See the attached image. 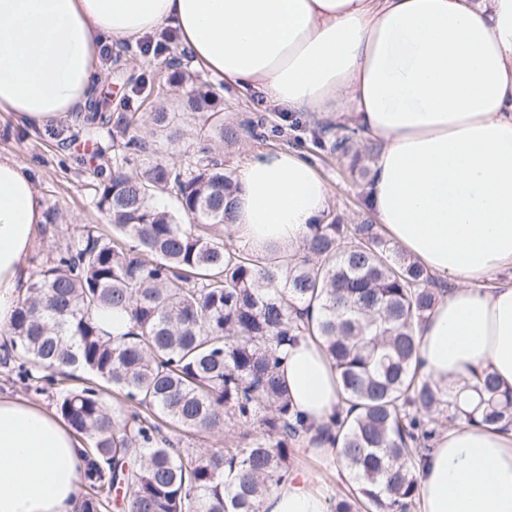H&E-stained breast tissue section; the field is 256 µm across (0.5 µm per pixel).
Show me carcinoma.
Returning <instances> with one entry per match:
<instances>
[{
  "label": "carcinoma",
  "mask_w": 512,
  "mask_h": 512,
  "mask_svg": "<svg viewBox=\"0 0 512 512\" xmlns=\"http://www.w3.org/2000/svg\"><path fill=\"white\" fill-rule=\"evenodd\" d=\"M181 106L201 129L233 142L251 129L224 128L216 94L192 88ZM106 104L85 107L94 129ZM151 134L182 133L172 113L151 115ZM355 129L336 125L332 152L352 150ZM152 143L131 136L100 166L97 207L112 234L77 228L19 299L7 355L39 393L89 440L80 512H262L265 497L295 469L302 442L280 352L301 337L331 360L345 412L322 428L349 471V494L333 512H413L417 464L451 420L512 422V391L476 376V396L440 388L416 366L417 332L440 295L418 261L389 246L378 226L328 219L314 225L291 261L257 258L214 228L233 220L237 178L210 151L186 167H126ZM166 194L170 211L155 204ZM123 309L129 333L106 339L94 315ZM71 368L84 385L59 387ZM116 395L107 405L104 395ZM244 428L235 448H183L171 431Z\"/></svg>",
  "instance_id": "obj_1"
}]
</instances>
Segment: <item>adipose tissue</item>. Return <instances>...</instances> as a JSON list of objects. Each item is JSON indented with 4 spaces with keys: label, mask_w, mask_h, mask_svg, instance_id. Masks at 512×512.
Returning a JSON list of instances; mask_svg holds the SVG:
<instances>
[{
    "label": "adipose tissue",
    "mask_w": 512,
    "mask_h": 512,
    "mask_svg": "<svg viewBox=\"0 0 512 512\" xmlns=\"http://www.w3.org/2000/svg\"><path fill=\"white\" fill-rule=\"evenodd\" d=\"M174 29L193 64L317 120L352 114L379 147L365 188L388 238L450 284L418 335L426 373L460 386L474 367L512 388V0H0V112L43 128L86 105L98 47ZM232 226L250 255L292 256L330 191L290 149L244 163ZM43 207L0 154V334L32 279ZM282 375L305 446L341 406L324 351L302 338ZM86 438L54 412L0 396V512H76ZM420 512H512V430L457 421L418 466ZM265 512H325L294 472Z\"/></svg>",
    "instance_id": "adipose-tissue-1"
}]
</instances>
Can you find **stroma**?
Listing matches in <instances>:
<instances>
[{
  "instance_id": "obj_1",
  "label": "stroma",
  "mask_w": 512,
  "mask_h": 512,
  "mask_svg": "<svg viewBox=\"0 0 512 512\" xmlns=\"http://www.w3.org/2000/svg\"><path fill=\"white\" fill-rule=\"evenodd\" d=\"M152 43H164L163 53H145L139 44H105L100 55L98 91L111 101L112 118L135 112L149 117L159 106L176 115L175 123L185 131L176 144L157 140V157L178 164L188 163L204 144L195 113L179 110L178 96L169 81L168 64L179 58L182 72L193 78L196 88L217 94L224 110L225 123L241 127L256 124V135L234 144L214 143L213 149L226 168L236 170L262 151L289 148L302 153L315 165L330 190L329 212L340 215L347 224L370 219L363 203L364 184L350 172V161L336 157L320 134L300 112L271 103L254 91H240L212 78L185 57L176 34H156ZM112 128H104L98 137L84 134L77 121L43 129L20 123L10 112H0V154L14 156L32 171L35 188L43 202V221L37 229L30 257L32 267L45 264L61 237L78 224H92L108 231V220L95 205L97 180L92 173L97 153H111ZM296 466L313 478L327 507H334L348 490L349 474L335 460L300 449Z\"/></svg>"
}]
</instances>
